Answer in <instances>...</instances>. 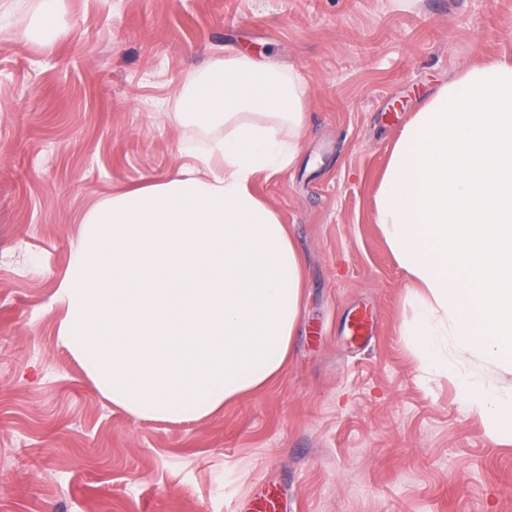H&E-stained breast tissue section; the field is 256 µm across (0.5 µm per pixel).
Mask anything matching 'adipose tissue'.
Segmentation results:
<instances>
[{"mask_svg": "<svg viewBox=\"0 0 512 512\" xmlns=\"http://www.w3.org/2000/svg\"><path fill=\"white\" fill-rule=\"evenodd\" d=\"M307 85L240 53L180 85L171 117L207 140L167 178L122 188L80 221L55 299L57 340L135 419L199 422L283 374L304 259L258 178L293 169ZM374 222L410 282L405 325L425 372L456 381L489 435L512 443V59L441 87L397 139Z\"/></svg>", "mask_w": 512, "mask_h": 512, "instance_id": "ef3b65f1", "label": "adipose tissue"}]
</instances>
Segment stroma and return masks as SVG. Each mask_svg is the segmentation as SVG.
I'll use <instances>...</instances> for the list:
<instances>
[{
    "label": "stroma",
    "mask_w": 512,
    "mask_h": 512,
    "mask_svg": "<svg viewBox=\"0 0 512 512\" xmlns=\"http://www.w3.org/2000/svg\"><path fill=\"white\" fill-rule=\"evenodd\" d=\"M0 0V512H512V444L402 328L408 281L373 221L392 147L437 89L512 57V0ZM301 70L295 168L259 179L306 258L284 374L194 424L112 406L56 337L79 220L174 173L168 109L206 60ZM360 310L371 340L351 337Z\"/></svg>",
    "instance_id": "1"
}]
</instances>
